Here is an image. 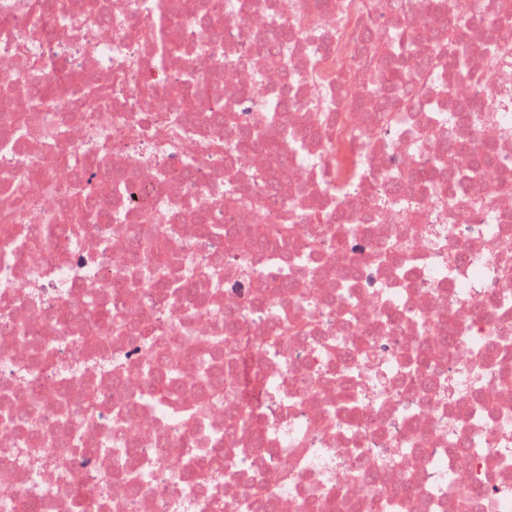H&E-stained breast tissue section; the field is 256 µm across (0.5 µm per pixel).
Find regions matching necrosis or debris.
I'll return each instance as SVG.
<instances>
[{"label": "necrosis or debris", "mask_w": 512, "mask_h": 512, "mask_svg": "<svg viewBox=\"0 0 512 512\" xmlns=\"http://www.w3.org/2000/svg\"><path fill=\"white\" fill-rule=\"evenodd\" d=\"M99 2L0 0V512H512V0Z\"/></svg>", "instance_id": "1"}]
</instances>
